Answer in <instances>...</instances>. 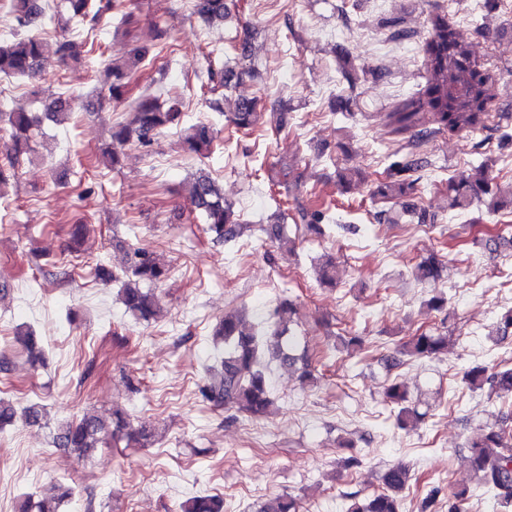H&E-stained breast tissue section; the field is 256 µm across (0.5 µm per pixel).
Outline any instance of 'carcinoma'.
<instances>
[{"label":"carcinoma","instance_id":"obj_1","mask_svg":"<svg viewBox=\"0 0 512 512\" xmlns=\"http://www.w3.org/2000/svg\"><path fill=\"white\" fill-rule=\"evenodd\" d=\"M68 19L80 21L100 19L103 9L97 0H63ZM196 12L209 22L224 20L226 0H197ZM10 13L19 29L37 28L45 18V8L39 0H10ZM423 51L429 63L424 97L426 111L417 108L408 112H387L385 126L393 134L409 132L426 133L431 130L462 132L474 129L488 119L489 105L494 98L489 77H481L482 70L473 52L459 33L448 24V17L438 16L432 21V32ZM152 49L136 45L131 48L129 60L112 65V75L124 78L131 70L150 64ZM44 65L43 44L32 34L16 37L8 42L0 41V76L17 79L30 78ZM262 99L241 98L229 120L238 129L253 127ZM70 97L60 96L45 111L11 112L8 122L11 135L4 144L7 165L0 164V186L8 177L7 169L14 168L19 156L30 151V130L39 126L43 119H52L69 113ZM182 112L179 104L163 108L158 98L143 95L136 102L133 119L112 130V152L103 164L116 168L120 163V148L128 144L141 147L151 145L160 131L179 125ZM218 129L214 124L196 123L185 129L182 142L187 150L207 156L216 141ZM427 162L415 159L393 162L387 177L379 182L372 194L401 205L402 213H408L401 200L415 190L413 174L421 171ZM492 172L484 165L465 170L448 179V208L466 210L474 203L483 204L491 212L503 207L495 198ZM192 204L203 216L206 230L216 242L233 241L241 231L234 206L224 199V192L208 176H200L192 187ZM442 262L434 254L422 258L415 266L414 275L419 281L435 280L441 276ZM169 267L154 250L137 247L126 252L122 274L116 275L104 267L96 268V276L105 281L120 283L119 295L125 313L138 323H149L161 312L159 298L152 286L162 282ZM298 309L290 300H283L272 312V322L263 330L246 327L236 312L224 313L216 328V337L223 344L219 374L213 375L198 387L202 400L216 407L234 409L238 413L255 418L274 413L270 398L269 378L265 358L296 375L301 388L314 383V373L309 362L295 354L296 335L291 326L297 323ZM28 353L31 363L42 361V348L38 336L29 329L19 328L14 336ZM448 353V337L432 335L426 331L413 336L402 345L398 354L409 358H433ZM464 380L473 391L489 388L502 400H512V369L489 373L483 367L467 371ZM384 397L395 413L398 427L406 428L421 420L423 414L408 404L405 387L391 381L385 388ZM45 405L32 402L22 408L0 398V431L21 421L31 426L46 424ZM505 415L498 422L487 426L476 438L468 441L470 456L468 465L478 485L494 494L503 506L512 504V431ZM152 430L134 423L129 415L116 410L108 418L94 412H85L59 420L51 432L52 445L75 455L82 461L91 457L99 448L124 443V447L146 448L151 444ZM412 479L409 469L402 466L389 468L383 475L382 492L360 502L352 503L348 512H402L398 494ZM74 494L72 487H60L58 496L24 494L19 512H61L62 504ZM179 512H224L223 499L210 494L196 495L179 508ZM255 512H299L292 496L282 497L275 504H262Z\"/></svg>","mask_w":512,"mask_h":512}]
</instances>
